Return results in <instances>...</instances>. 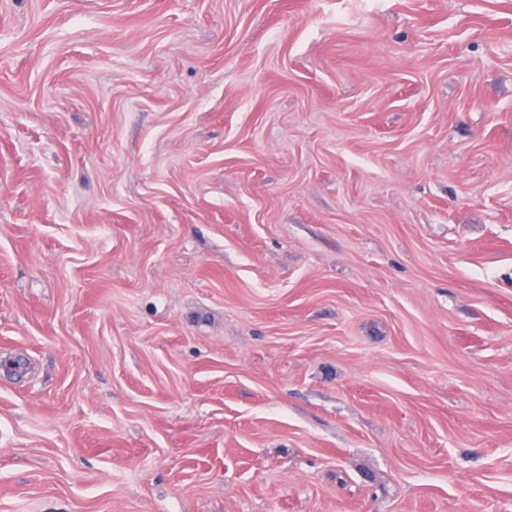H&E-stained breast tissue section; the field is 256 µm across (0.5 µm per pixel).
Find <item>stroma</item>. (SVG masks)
<instances>
[{"mask_svg": "<svg viewBox=\"0 0 512 512\" xmlns=\"http://www.w3.org/2000/svg\"><path fill=\"white\" fill-rule=\"evenodd\" d=\"M0 512H512V0H0Z\"/></svg>", "mask_w": 512, "mask_h": 512, "instance_id": "stroma-1", "label": "stroma"}]
</instances>
